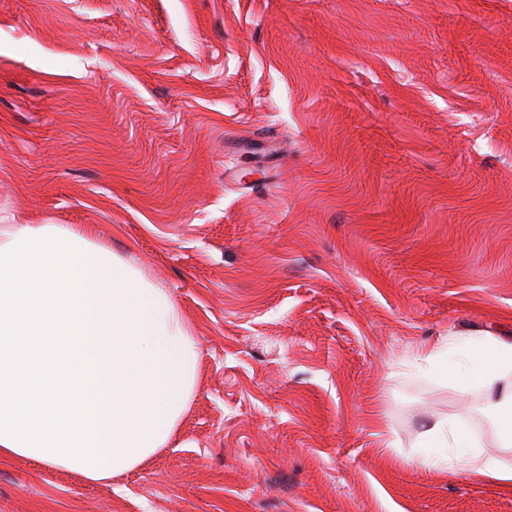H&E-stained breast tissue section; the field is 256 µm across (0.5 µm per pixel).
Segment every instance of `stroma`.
I'll return each mask as SVG.
<instances>
[{"instance_id":"1","label":"stroma","mask_w":512,"mask_h":512,"mask_svg":"<svg viewBox=\"0 0 512 512\" xmlns=\"http://www.w3.org/2000/svg\"><path fill=\"white\" fill-rule=\"evenodd\" d=\"M0 222L91 224L199 348L109 482L0 462V512H512L477 382L512 334V0H0ZM428 434L434 438L441 439L446 445L448 444V457L443 459H427L426 465L436 466L444 464L446 467H452V452L450 448H463L461 442L458 440L456 435V423L453 419L438 422L432 429L428 431ZM470 463L473 469L482 475L489 476L498 481L507 489L512 488V468L502 466L494 459L488 457L479 446H470Z\"/></svg>"}]
</instances>
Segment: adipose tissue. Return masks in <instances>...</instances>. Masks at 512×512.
<instances>
[{
  "mask_svg": "<svg viewBox=\"0 0 512 512\" xmlns=\"http://www.w3.org/2000/svg\"><path fill=\"white\" fill-rule=\"evenodd\" d=\"M512 341L469 340L443 376L495 393L512 445ZM198 352L143 271L65 224H0V461L54 464L86 480L139 467L176 432Z\"/></svg>",
  "mask_w": 512,
  "mask_h": 512,
  "instance_id": "1",
  "label": "adipose tissue"
}]
</instances>
